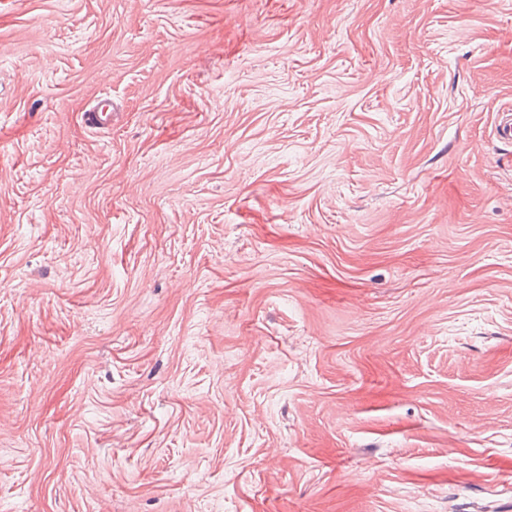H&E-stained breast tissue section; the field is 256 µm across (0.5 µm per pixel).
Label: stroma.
I'll use <instances>...</instances> for the list:
<instances>
[{
  "label": "stroma",
  "mask_w": 512,
  "mask_h": 512,
  "mask_svg": "<svg viewBox=\"0 0 512 512\" xmlns=\"http://www.w3.org/2000/svg\"><path fill=\"white\" fill-rule=\"evenodd\" d=\"M509 107L512 0H0V512H512Z\"/></svg>",
  "instance_id": "1"
}]
</instances>
